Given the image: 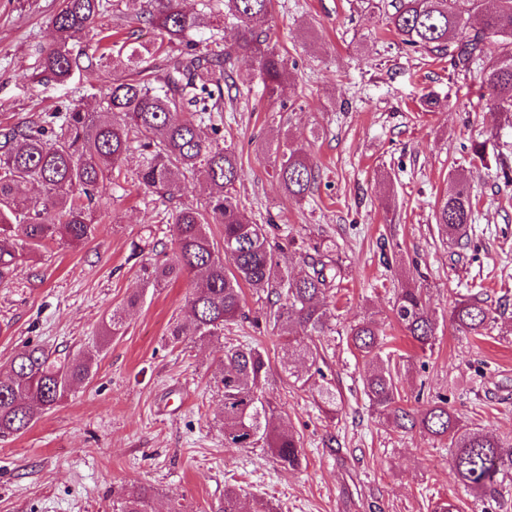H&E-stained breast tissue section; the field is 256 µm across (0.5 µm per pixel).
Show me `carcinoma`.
I'll list each match as a JSON object with an SVG mask.
<instances>
[{
  "label": "carcinoma",
  "mask_w": 512,
  "mask_h": 512,
  "mask_svg": "<svg viewBox=\"0 0 512 512\" xmlns=\"http://www.w3.org/2000/svg\"><path fill=\"white\" fill-rule=\"evenodd\" d=\"M109 0H62L52 19L55 41L41 52L31 77L64 82L75 72L110 65L132 72L103 93L99 112L74 104L37 121L0 130V284L12 279L17 262L28 250L49 242L80 244L93 233L86 211L106 179L122 173L136 153L138 183L163 201L180 191L183 179L200 180L207 193L203 203L184 205L169 213L174 226L172 255L144 266L142 282L157 288L183 278L190 280L191 319L170 329L173 341L187 337L219 344L222 373L224 445L267 448L284 467L301 465V442L262 396L270 369L259 346L221 343L224 326L246 316L244 289H274L266 321L288 338L290 363L316 364L313 337L336 332L335 314L327 293L339 288L342 268L333 258L337 246L325 245L305 262L308 271L293 275L281 269L266 225L243 211L236 193L241 166L236 154L220 146L224 139V84L235 61L253 60L269 95H276L286 77L281 56L268 45L265 27L273 0H200L196 11H184L178 0H146L144 22L159 31L168 46L191 44L189 36L222 15L236 25L234 44L224 45L221 29L210 32L205 48L167 51L163 45L113 43L100 55L74 54L69 43L88 31ZM387 26L402 43L434 55L451 54V65L467 71L483 65L481 88L493 101L503 124L512 128V0H390ZM461 35L453 52L450 39ZM163 65H157L158 59ZM274 175L288 198L308 196L320 176L303 147L286 144L279 152ZM42 186L46 197L28 196L27 188ZM474 220L473 203L463 174H458L436 210V224L450 243L468 244ZM222 227L221 240L210 227ZM498 310L477 295L455 300L448 321L464 336H484L497 322ZM395 321L421 350H433L440 327L423 289H398ZM347 345L373 362L363 390L375 413L400 429L419 428L448 442L456 481L480 501H494L512 490V442L461 423L438 395L413 410L400 404V365L381 356L383 330L367 318L349 326ZM90 362L52 359L39 348L24 347L0 372V438L25 433L37 413L56 406L71 388L89 378ZM154 490L132 485L113 503L114 512H155ZM217 512H244L238 491L227 488Z\"/></svg>",
  "instance_id": "1"
}]
</instances>
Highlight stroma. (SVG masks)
<instances>
[{
    "label": "stroma",
    "instance_id": "obj_1",
    "mask_svg": "<svg viewBox=\"0 0 512 512\" xmlns=\"http://www.w3.org/2000/svg\"><path fill=\"white\" fill-rule=\"evenodd\" d=\"M389 0H274L271 46L291 72L283 95L267 94L254 64L239 59L224 90V145L241 163L237 196L247 215L268 225L282 245L281 264L304 265L305 251L335 241L344 281L336 330L319 362L343 409L329 418L315 390L282 368L288 345L261 321L266 297L247 292L246 320L226 326L224 343H259L270 359L263 386L299 435L300 469L283 468L264 448L225 446L222 368L213 344L169 330L188 319L187 280L143 288L141 268L172 252V227L159 223L158 196L139 186L138 155L124 176L101 187L84 244L51 243L20 261L0 285V368L23 346L57 356L93 358L92 375L22 435L0 439V512H112L131 484L156 492L158 512L182 503L215 512L225 487L276 512H512L475 500L457 484L447 445L419 430L402 431L373 412L363 393L366 365L344 331L364 317L383 324L388 352L400 355L403 405L446 395L463 423L512 439V129L500 127L479 95L480 70H454L447 58L410 50L386 30ZM61 0H0V126L37 118L73 103L97 109L120 70L90 69L65 83L30 78L53 40ZM136 0L99 15L75 41L93 51L107 35L149 43L157 31L138 22ZM436 105L425 107L426 97ZM295 140L320 169L305 200H289L273 176L275 149ZM490 163L469 162L472 141ZM465 173L474 203L469 246L443 240L434 209L450 179ZM140 253H133V244ZM423 288L443 318L433 351L421 352L395 322L398 288ZM483 291L506 311L488 335L461 336L445 320L459 296ZM143 297L135 307L126 301ZM123 309L119 335L104 336Z\"/></svg>",
    "mask_w": 512,
    "mask_h": 512
}]
</instances>
